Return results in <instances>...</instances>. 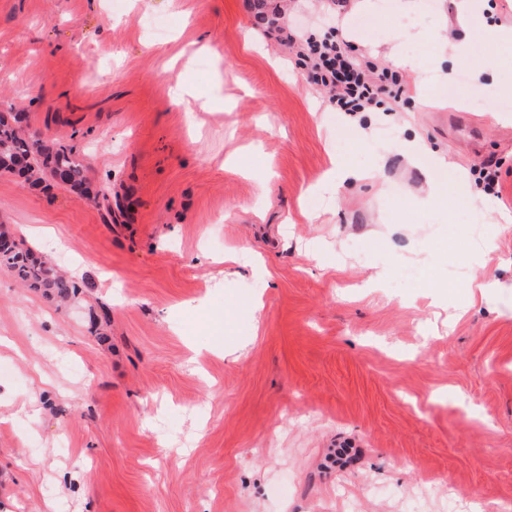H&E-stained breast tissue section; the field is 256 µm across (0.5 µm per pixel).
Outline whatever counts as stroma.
Wrapping results in <instances>:
<instances>
[{
  "label": "stroma",
  "instance_id": "1",
  "mask_svg": "<svg viewBox=\"0 0 512 512\" xmlns=\"http://www.w3.org/2000/svg\"><path fill=\"white\" fill-rule=\"evenodd\" d=\"M380 2L264 10L424 68L421 32L461 38L456 0ZM253 3L0 0V111L114 204L0 175V222L81 284L60 309L0 271V512H512V61L473 43L456 96L351 115Z\"/></svg>",
  "mask_w": 512,
  "mask_h": 512
}]
</instances>
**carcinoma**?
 Here are the masks:
<instances>
[{"mask_svg":"<svg viewBox=\"0 0 512 512\" xmlns=\"http://www.w3.org/2000/svg\"><path fill=\"white\" fill-rule=\"evenodd\" d=\"M19 112H0V174L16 176L37 185L44 178L61 177V184L80 191L96 205L106 204L112 213L108 190L88 188V168L72 147H66L29 134ZM0 268L21 286L41 293L57 303H66L80 285L58 271L35 249L25 246L8 225L0 223Z\"/></svg>","mask_w":512,"mask_h":512,"instance_id":"cac0c4a2","label":"carcinoma"}]
</instances>
